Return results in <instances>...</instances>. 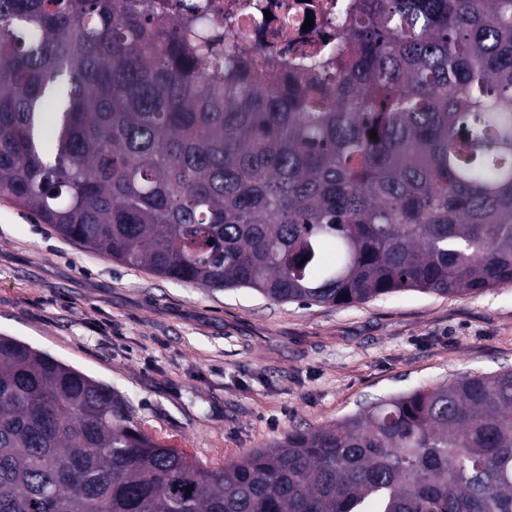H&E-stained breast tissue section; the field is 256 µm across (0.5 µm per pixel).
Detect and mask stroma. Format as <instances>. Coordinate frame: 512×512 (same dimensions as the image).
I'll list each match as a JSON object with an SVG mask.
<instances>
[{"label": "stroma", "instance_id": "35a3bbf8", "mask_svg": "<svg viewBox=\"0 0 512 512\" xmlns=\"http://www.w3.org/2000/svg\"><path fill=\"white\" fill-rule=\"evenodd\" d=\"M0 334L112 386L145 433L216 465L380 398L512 368V287L277 303L128 267L0 197Z\"/></svg>", "mask_w": 512, "mask_h": 512}]
</instances>
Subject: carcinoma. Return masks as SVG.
I'll use <instances>...</instances> for the list:
<instances>
[{"instance_id":"carcinoma-1","label":"carcinoma","mask_w":512,"mask_h":512,"mask_svg":"<svg viewBox=\"0 0 512 512\" xmlns=\"http://www.w3.org/2000/svg\"><path fill=\"white\" fill-rule=\"evenodd\" d=\"M230 27L212 0H0V194L114 261L274 302L512 286V0H357L282 62ZM0 512H512V370L209 467L0 336Z\"/></svg>"}]
</instances>
